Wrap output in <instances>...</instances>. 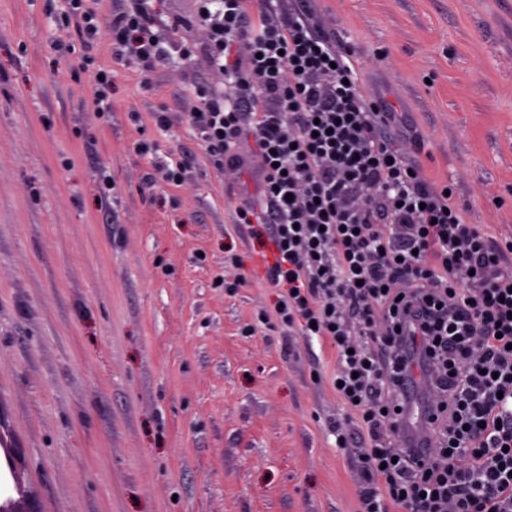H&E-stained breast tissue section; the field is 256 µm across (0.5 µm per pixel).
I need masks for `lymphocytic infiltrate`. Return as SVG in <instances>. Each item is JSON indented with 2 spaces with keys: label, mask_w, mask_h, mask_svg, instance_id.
I'll return each instance as SVG.
<instances>
[{
  "label": "lymphocytic infiltrate",
  "mask_w": 512,
  "mask_h": 512,
  "mask_svg": "<svg viewBox=\"0 0 512 512\" xmlns=\"http://www.w3.org/2000/svg\"><path fill=\"white\" fill-rule=\"evenodd\" d=\"M63 2L86 46L105 30L144 72L176 48L223 74L187 119L232 181L252 139L261 201L236 221L272 254L275 319L336 360L352 423L336 441L370 474L360 512H512V240L491 242L411 169L349 54L276 0H193L190 36L178 17L158 34L154 0L105 20L88 0ZM420 368L429 381L412 383ZM415 402L435 409L425 458L384 436Z\"/></svg>",
  "instance_id": "1"
}]
</instances>
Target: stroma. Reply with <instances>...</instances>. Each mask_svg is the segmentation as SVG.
<instances>
[{
    "label": "stroma",
    "instance_id": "35a3bbf8",
    "mask_svg": "<svg viewBox=\"0 0 512 512\" xmlns=\"http://www.w3.org/2000/svg\"><path fill=\"white\" fill-rule=\"evenodd\" d=\"M353 55L409 162L512 239V0H293ZM66 54L56 52V45ZM89 57L79 67L81 57ZM111 70L112 116L94 74ZM206 63L86 49L51 0H0V505L12 512H359L367 474L318 343L275 289L186 114ZM171 125L159 129L158 110ZM147 152H140V145ZM186 185L145 188L154 161ZM117 187L109 195L102 175ZM250 277L224 287L235 261ZM99 75L104 76L103 80ZM93 105L94 112L99 118H108L112 113V73L109 70L101 69L94 74Z\"/></svg>",
    "mask_w": 512,
    "mask_h": 512
}]
</instances>
